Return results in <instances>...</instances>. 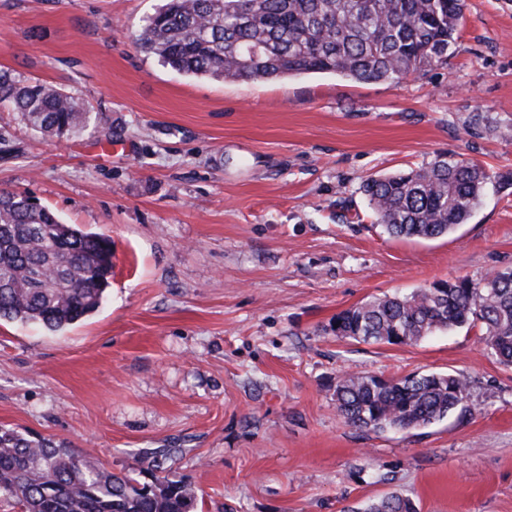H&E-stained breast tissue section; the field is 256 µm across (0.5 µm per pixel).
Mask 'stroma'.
Instances as JSON below:
<instances>
[{"label": "stroma", "mask_w": 512, "mask_h": 512, "mask_svg": "<svg viewBox=\"0 0 512 512\" xmlns=\"http://www.w3.org/2000/svg\"><path fill=\"white\" fill-rule=\"evenodd\" d=\"M160 0H0V68L83 100L58 141L0 109V190L112 240L102 305L60 332L0 322V426L138 476L152 453L196 512H512V367L475 331L337 338L340 311L512 268V186L468 223L389 236L362 193L435 155L512 173V0H465L446 64L401 84L333 74L197 78L134 37ZM481 123H473L474 115ZM345 372L453 373L469 411L363 432ZM417 508L409 497L391 494L373 502L364 512H417Z\"/></svg>", "instance_id": "1"}]
</instances>
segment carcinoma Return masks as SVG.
<instances>
[{"label": "carcinoma", "instance_id": "cac0c4a2", "mask_svg": "<svg viewBox=\"0 0 512 512\" xmlns=\"http://www.w3.org/2000/svg\"><path fill=\"white\" fill-rule=\"evenodd\" d=\"M463 21L464 0H164L135 43L197 77L329 73L398 85L446 63ZM247 47L258 49V60L241 62ZM0 104L57 140L89 126L79 98L7 71H0ZM493 182L507 184L509 176L439 154L424 167L369 178L363 192L389 235L437 238L467 223ZM111 275V239L64 223L23 192L0 191V319L61 331L100 307ZM332 324L340 338L388 345L478 327L488 352L512 366V268L374 297L339 312ZM334 396L344 422L361 431L409 430L465 409L469 385L452 373H346ZM147 474L150 481L141 483L106 473L49 439L0 427V495L22 512H194L198 497L187 478L158 464ZM364 512L417 508L391 494Z\"/></svg>", "mask_w": 512, "mask_h": 512}]
</instances>
